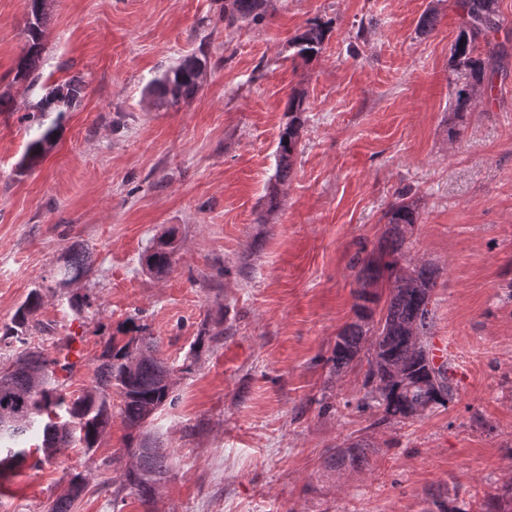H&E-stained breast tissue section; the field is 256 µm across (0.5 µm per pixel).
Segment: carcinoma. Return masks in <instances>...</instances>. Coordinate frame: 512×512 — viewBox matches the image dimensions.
Here are the masks:
<instances>
[{"label":"carcinoma","mask_w":512,"mask_h":512,"mask_svg":"<svg viewBox=\"0 0 512 512\" xmlns=\"http://www.w3.org/2000/svg\"><path fill=\"white\" fill-rule=\"evenodd\" d=\"M268 4L269 0H224V27L262 21ZM496 4L497 0H458L461 26L450 55L452 137L464 130L497 55L493 49L483 54L477 47L480 40L492 44L490 36L500 28ZM28 9L31 18L25 24V48L16 64V79L20 81L34 79L50 17L49 0H28ZM329 31L325 23L310 22L292 41L294 55L305 62L315 59ZM195 68L194 64H180L162 73L148 83V93L169 105L192 99L199 90ZM83 91L80 81L71 80L50 88L41 98L37 111L43 115L55 112L57 120L48 126L41 120L37 122L22 164L33 166L47 154L56 140L58 118L81 98ZM304 112L303 95H291L287 121L280 129L276 146V187L265 200L268 213L279 208L277 185L285 183L293 171ZM385 217L387 230L379 251L354 262L361 287L353 305L355 321L338 333L327 362L336 375L366 364L359 390L360 406L381 411L380 425L406 424L452 402L456 385L449 367L436 365L431 357L432 296L440 270L431 264L412 266L405 257L407 233L418 223L419 212L414 203L400 197L389 206ZM175 250L171 235L163 234L144 252L142 265L151 274L162 277L172 267ZM90 272L86 250L75 244L57 269V284L65 287ZM380 281L387 282L389 294L376 312L368 306L372 299L367 288ZM41 304L40 290H31L11 323L0 328V343L12 348L8 358L0 360V425L6 416H14L8 430L0 432V485L34 451L50 461L74 440L88 450L95 448L117 416L128 430L126 446L128 455L134 458V462L126 465L121 458H113L112 463L119 471L117 491L129 489L142 502H150L169 472V454L160 442L141 437V430L151 424L162 407L173 402V376L178 371L191 370L205 347L206 333L197 336L190 350V363L174 367L158 356L156 342L147 333L146 325L130 317L127 332L131 336L125 340L111 336L104 342L93 385L68 402L58 389L54 371L49 369L59 361L48 359L43 349L31 347L27 341L30 331L39 329L34 315ZM114 393L119 397L116 404L112 403ZM28 433L41 438V444L33 450L20 446ZM368 449L362 442L338 448L330 455L329 467L362 468L368 463ZM84 490L83 475L71 474L68 489L53 501L51 512H71Z\"/></svg>","instance_id":"carcinoma-1"}]
</instances>
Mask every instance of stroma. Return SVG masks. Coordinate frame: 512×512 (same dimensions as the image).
Instances as JSON below:
<instances>
[{
	"instance_id": "obj_1",
	"label": "stroma",
	"mask_w": 512,
	"mask_h": 512,
	"mask_svg": "<svg viewBox=\"0 0 512 512\" xmlns=\"http://www.w3.org/2000/svg\"><path fill=\"white\" fill-rule=\"evenodd\" d=\"M497 5L492 87L453 139L456 0H270L262 22L230 29L224 0H53L32 86L14 79L26 0H0V326L40 289L29 341L70 359L56 376L71 398L130 316L176 365L200 328L215 336L150 426L170 455L151 509L116 489V418L96 448L15 470L0 512H47L75 472L86 488L71 512H426L440 490L466 512L512 500V0ZM316 19L330 35L305 63L291 42ZM200 53L192 100L147 94ZM73 79L86 89L53 149L21 169L36 103ZM296 92L293 173L261 224ZM403 192L420 212L407 258L440 270L433 339L457 394L381 425L357 407L362 370L333 377L327 359L354 318L353 262L378 247ZM167 231L177 250L158 277L140 258ZM76 243L92 264L73 286L93 301L79 314L52 279ZM362 438L366 468H328L333 448Z\"/></svg>"
}]
</instances>
